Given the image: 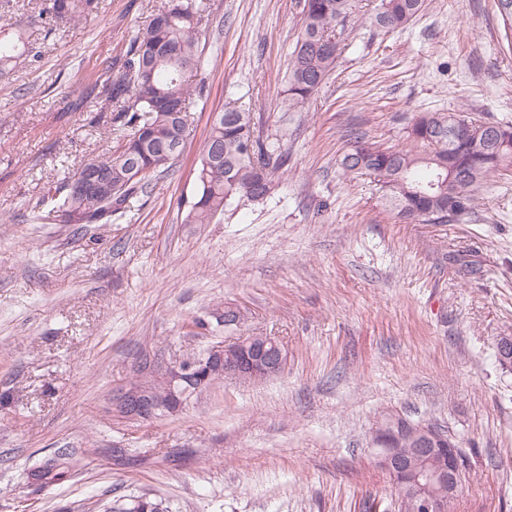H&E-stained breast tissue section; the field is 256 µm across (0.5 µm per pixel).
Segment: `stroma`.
I'll use <instances>...</instances> for the list:
<instances>
[{
    "label": "stroma",
    "mask_w": 512,
    "mask_h": 512,
    "mask_svg": "<svg viewBox=\"0 0 512 512\" xmlns=\"http://www.w3.org/2000/svg\"><path fill=\"white\" fill-rule=\"evenodd\" d=\"M160 2L95 0L52 32L30 25L41 0L0 13V37L27 29L40 54L0 76V512H106L139 496L168 512H395L371 445L387 412L458 444L452 512H512V369L495 358L512 336V163L444 224L401 220L372 177L338 167L351 130L397 147L422 112L512 124L497 0H426L399 33L347 26L335 71L286 121L299 0H205L218 25L179 161L121 221L45 220L44 183L113 150L101 89ZM237 99L261 134L286 129L288 173L267 201L183 223L213 114ZM228 306L240 327L219 325ZM253 333L287 350L279 376L224 380L174 415L113 417V393L142 367ZM57 448L85 468L29 487L26 468Z\"/></svg>",
    "instance_id": "1"
}]
</instances>
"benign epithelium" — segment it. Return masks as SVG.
<instances>
[{"instance_id":"benign-epithelium-1","label":"benign epithelium","mask_w":512,"mask_h":512,"mask_svg":"<svg viewBox=\"0 0 512 512\" xmlns=\"http://www.w3.org/2000/svg\"><path fill=\"white\" fill-rule=\"evenodd\" d=\"M496 354L503 367L512 366V336L498 339ZM287 361L273 338L243 336L152 370L139 384L113 395L112 412L129 421H148L161 412L174 414L183 408L191 389H200L216 376L242 380L276 375ZM372 444L379 449L378 466L405 484L416 512H451L462 479L458 448L451 437L431 424L389 416L373 431Z\"/></svg>"}]
</instances>
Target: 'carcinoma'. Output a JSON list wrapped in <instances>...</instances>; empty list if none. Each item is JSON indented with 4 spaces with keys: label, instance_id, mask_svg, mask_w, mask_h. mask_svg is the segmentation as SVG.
I'll list each match as a JSON object with an SVG mask.
<instances>
[{
    "label": "carcinoma",
    "instance_id": "obj_1",
    "mask_svg": "<svg viewBox=\"0 0 512 512\" xmlns=\"http://www.w3.org/2000/svg\"><path fill=\"white\" fill-rule=\"evenodd\" d=\"M94 0H43L37 20L60 26L76 23L92 11ZM302 26L288 65L287 89L279 111L301 112L336 68L346 23L357 20L381 31L406 28L425 9V0H380L359 13L356 0H301ZM212 24L202 0H162L148 23L130 40L121 74L105 87L113 123L120 135L109 155L85 163L72 175L49 180L42 189L49 214L66 224L112 222L130 209L131 200L150 195L157 180L181 153L193 105L206 88L202 36ZM22 56H35L23 33L0 39V72ZM486 122L464 109L427 112L405 128L406 144L391 151L373 148L366 133L350 134V149L339 161L341 175L374 176L388 205L412 222L442 224L475 207L477 192L497 168L512 162V127L502 126L495 144L487 142ZM285 134L257 137L244 105L227 106L213 120L196 168L197 193L182 205L183 223L211 224L232 206L264 202L278 189V174L288 168ZM451 163L459 179L448 192L435 185L442 166ZM89 169L106 181L90 194L80 187ZM73 448H57L25 473L37 491L71 480L81 469ZM121 512H163L141 497Z\"/></svg>",
    "mask_w": 512,
    "mask_h": 512
}]
</instances>
